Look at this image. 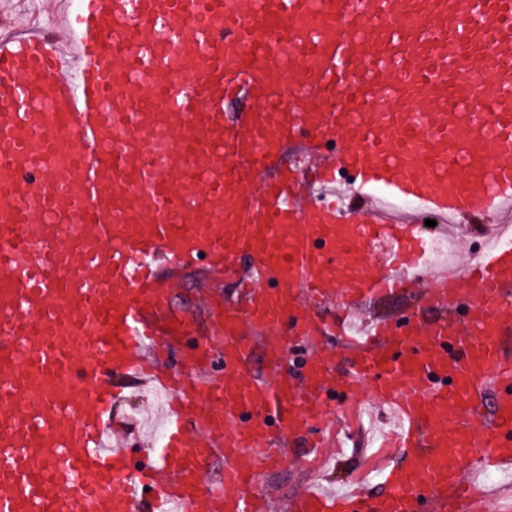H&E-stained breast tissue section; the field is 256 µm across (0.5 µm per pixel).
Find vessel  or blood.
<instances>
[{"instance_id": "b4317fda", "label": "vessel or blood", "mask_w": 512, "mask_h": 512, "mask_svg": "<svg viewBox=\"0 0 512 512\" xmlns=\"http://www.w3.org/2000/svg\"><path fill=\"white\" fill-rule=\"evenodd\" d=\"M291 145L314 189L281 168ZM505 200L512 0H68L58 32L0 37V512H270L260 473L291 438L321 453L335 393L395 408L401 460L380 491L306 490L291 512H479L475 476L512 464V228L429 274L424 222ZM243 259L260 283L225 307L217 356L164 277ZM407 287L464 321L350 340L348 313ZM331 299L334 323L314 314ZM185 338L190 364L153 363ZM132 377L170 418L138 466L104 444Z\"/></svg>"}]
</instances>
